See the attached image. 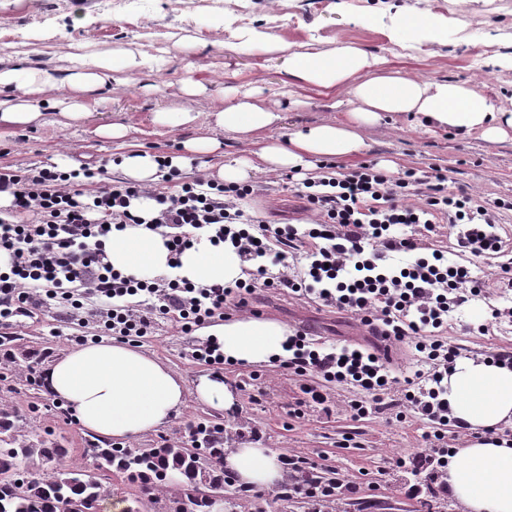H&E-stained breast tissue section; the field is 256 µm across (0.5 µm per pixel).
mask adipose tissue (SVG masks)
I'll use <instances>...</instances> for the list:
<instances>
[{
  "label": "adipose tissue",
  "mask_w": 512,
  "mask_h": 512,
  "mask_svg": "<svg viewBox=\"0 0 512 512\" xmlns=\"http://www.w3.org/2000/svg\"><path fill=\"white\" fill-rule=\"evenodd\" d=\"M457 2L460 10L451 19L427 9H407L390 17L367 12L360 21L385 28L390 42L412 55L447 44L449 34L481 25L480 16L468 7L470 0ZM228 49L280 61L289 88L344 98V119L308 125L280 142L267 133L282 115L263 104L258 89L240 85L213 92L201 81H183L185 97L214 94L215 133L183 140L181 152L172 156L133 147L113 160L124 180L146 189L130 205L137 223L113 230L104 248L114 271L135 278L171 271L198 287L232 286L245 279L246 265L231 245L204 238L175 256L168 247L169 229L152 223L157 204L150 188L166 171L190 168L198 157L219 151L223 133L246 147L244 158L218 169L217 179L227 184L243 183L255 171L311 170L348 157L364 147L370 129L397 118L459 135L477 132L490 143L512 140V110L484 98L470 84L387 68L385 58L354 43L291 49L268 29L252 27L236 31ZM67 56L65 67L0 61V131L38 126L50 116L65 127L82 125L119 76L154 63L131 50L93 51L82 44L70 45ZM209 334L225 360L262 365L284 355L290 331L278 321L242 315L212 327ZM45 385L85 429L108 439L134 438L164 425L180 412L190 392L216 410L233 405L220 377L205 374L190 386L155 356L112 342L79 346L55 358L45 371ZM448 405L452 417L477 434L448 462L443 481L449 496L461 512H512V446L480 436L512 421V369L483 360L458 362L448 375ZM224 466L239 486L272 490L284 475L275 451L251 445L229 450Z\"/></svg>",
  "instance_id": "ef3b65f1"
}]
</instances>
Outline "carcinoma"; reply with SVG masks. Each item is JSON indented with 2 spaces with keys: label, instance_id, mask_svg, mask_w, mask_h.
<instances>
[{
  "label": "carcinoma",
  "instance_id": "obj_1",
  "mask_svg": "<svg viewBox=\"0 0 512 512\" xmlns=\"http://www.w3.org/2000/svg\"><path fill=\"white\" fill-rule=\"evenodd\" d=\"M11 451L0 454V512H63L62 507L78 501L86 512H99L109 491L86 468L68 462L69 450L58 444L23 443L16 445L13 415L0 411V443ZM196 445L191 448L153 449L114 448L90 444L88 452L93 467L100 473L119 472L132 482L148 487H161L164 475L177 471L184 476L183 490H189L200 477L224 484V449L213 428L197 429ZM28 474V480L17 484L11 475Z\"/></svg>",
  "mask_w": 512,
  "mask_h": 512
}]
</instances>
